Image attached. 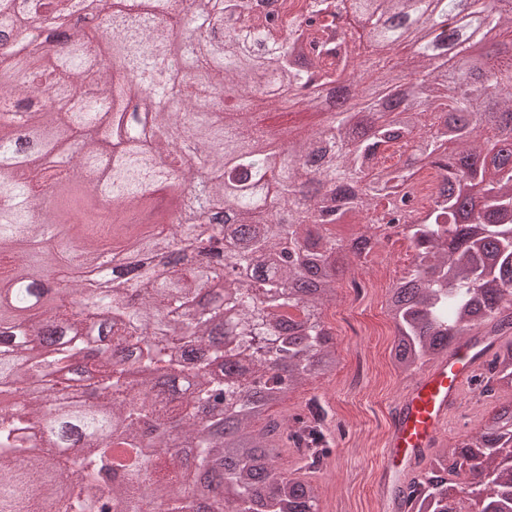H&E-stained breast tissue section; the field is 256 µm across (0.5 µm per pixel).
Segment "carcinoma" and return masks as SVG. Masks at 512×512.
Returning a JSON list of instances; mask_svg holds the SVG:
<instances>
[{
	"instance_id": "cac0c4a2",
	"label": "carcinoma",
	"mask_w": 512,
	"mask_h": 512,
	"mask_svg": "<svg viewBox=\"0 0 512 512\" xmlns=\"http://www.w3.org/2000/svg\"><path fill=\"white\" fill-rule=\"evenodd\" d=\"M0 0V392L18 407L0 415V512H111L96 493L109 488L126 512H146L141 489L166 487V512L199 508L177 486L185 468L165 452L153 464L144 440L179 423L195 439L193 465L223 463L235 512H319V488L285 476L272 458L294 448L303 469L326 454V413L315 397L308 412L278 417L285 391L331 376L337 356L323 312L336 300L342 270L401 237L414 250L390 289L395 365L412 373L448 355L453 342L512 331V48L477 59L486 33H512V0H309L293 18L269 13L251 23L252 0H87L85 15L112 33L124 62L109 67L96 43L99 26L75 18L70 0ZM272 103L321 116L317 128L280 147L260 120ZM152 114L149 137L131 126L130 106ZM493 139L474 131L486 114ZM207 142L195 174L170 151L172 139ZM406 150L386 165L394 143ZM38 169L62 181L54 206L35 203ZM438 178L429 207L404 209L421 170ZM199 181L212 220L235 241L224 256V287L209 267L179 264L190 224L170 223L174 200L165 177ZM116 213L137 208L165 229L137 247L177 273L156 274L135 261L112 294L38 287L34 270L63 211L94 201ZM362 231L348 241L332 229L353 217ZM103 234L85 229L56 238L57 264L88 261ZM65 338L43 348L27 337L48 325ZM215 337L185 394L151 380L180 368L172 352L195 351ZM142 376L145 397L127 382ZM512 387V341L501 344L471 387L489 399ZM223 402L224 434L202 433L192 407ZM89 451L71 470L65 449L74 434ZM467 495L492 486L484 512H512V402L499 406L474 436L439 448L410 493L407 510L469 512L448 499V475Z\"/></svg>"
}]
</instances>
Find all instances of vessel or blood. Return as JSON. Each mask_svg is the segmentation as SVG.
Masks as SVG:
<instances>
[{
    "label": "vessel or blood",
    "mask_w": 512,
    "mask_h": 512,
    "mask_svg": "<svg viewBox=\"0 0 512 512\" xmlns=\"http://www.w3.org/2000/svg\"><path fill=\"white\" fill-rule=\"evenodd\" d=\"M490 354V349L475 346L452 352L408 385L391 419L382 486L407 487L410 469L435 445L464 388Z\"/></svg>",
    "instance_id": "vessel-or-blood-1"
}]
</instances>
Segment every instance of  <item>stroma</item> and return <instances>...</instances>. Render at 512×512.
<instances>
[{
  "label": "stroma",
  "mask_w": 512,
  "mask_h": 512,
  "mask_svg": "<svg viewBox=\"0 0 512 512\" xmlns=\"http://www.w3.org/2000/svg\"><path fill=\"white\" fill-rule=\"evenodd\" d=\"M348 286V281L340 282L337 299L325 314L344 368L309 391L318 395L333 432L331 451L309 478L319 487L320 512H396L392 492L379 486L380 469L389 419L411 378L391 358L394 328L386 313L387 295L368 293L361 311L349 320ZM360 359L365 362L364 378L360 385L349 386L346 369ZM510 401V387L499 390L491 401H467L462 410L465 425L445 426L440 442L448 444L475 432L495 405Z\"/></svg>",
  "instance_id": "obj_1"
}]
</instances>
